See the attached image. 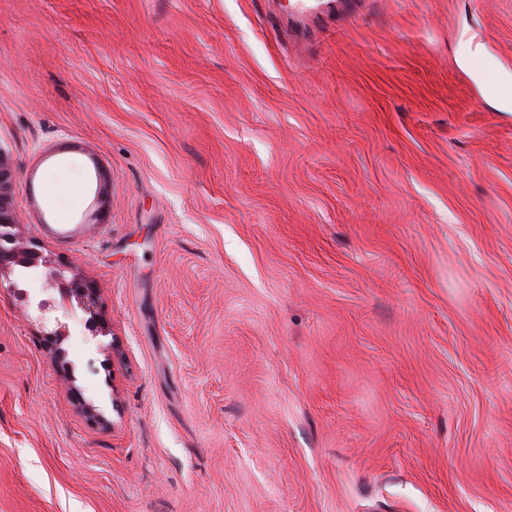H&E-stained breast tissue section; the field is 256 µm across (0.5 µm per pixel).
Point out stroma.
Segmentation results:
<instances>
[{"instance_id": "1", "label": "stroma", "mask_w": 512, "mask_h": 512, "mask_svg": "<svg viewBox=\"0 0 512 512\" xmlns=\"http://www.w3.org/2000/svg\"><path fill=\"white\" fill-rule=\"evenodd\" d=\"M0 156V512H512V0H0ZM13 183L12 170L0 156V276L2 277V270L12 264L43 268L60 293L58 309L66 310L73 297H96V288L91 283L70 275L69 267L62 261L43 254L34 242H24L18 237L16 225L20 221L12 207ZM1 277L0 288L12 291L15 288L14 282L8 280L7 287H3Z\"/></svg>"}]
</instances>
